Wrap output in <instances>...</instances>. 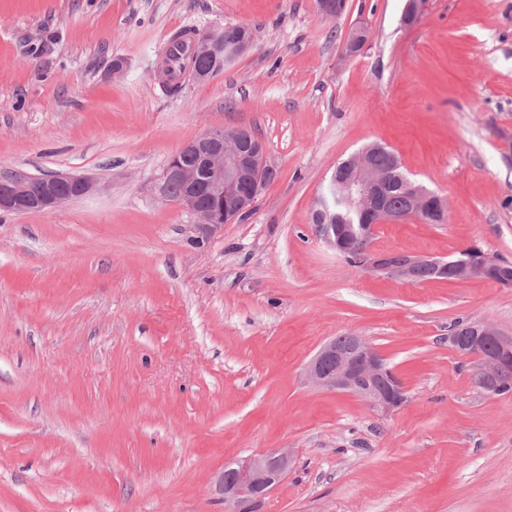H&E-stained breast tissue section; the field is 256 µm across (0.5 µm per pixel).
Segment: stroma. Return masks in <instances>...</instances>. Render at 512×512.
<instances>
[{
    "mask_svg": "<svg viewBox=\"0 0 512 512\" xmlns=\"http://www.w3.org/2000/svg\"><path fill=\"white\" fill-rule=\"evenodd\" d=\"M405 3L0 0V181L97 184L0 212V512H226L225 463L271 448L293 468L253 512H512V393L483 394L448 344L459 320L512 336V287L372 273L313 230L337 164L380 143L448 210L381 225L373 250L512 262V0H427L411 25ZM228 24L253 48L165 92L168 38ZM222 126L277 175L205 237L157 185ZM349 333L397 372L401 409L305 383Z\"/></svg>",
    "mask_w": 512,
    "mask_h": 512,
    "instance_id": "obj_1",
    "label": "stroma"
}]
</instances>
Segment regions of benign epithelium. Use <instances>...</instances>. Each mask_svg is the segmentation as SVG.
Wrapping results in <instances>:
<instances>
[{
    "label": "benign epithelium",
    "instance_id": "obj_1",
    "mask_svg": "<svg viewBox=\"0 0 512 512\" xmlns=\"http://www.w3.org/2000/svg\"><path fill=\"white\" fill-rule=\"evenodd\" d=\"M368 40L363 26L352 29L344 43L342 53L347 58L357 56ZM255 34L236 42L217 43L209 37H198L197 53L213 59L216 69L225 61L240 57L254 45ZM239 140V129L220 127L211 129L185 144L173 155L162 174L159 193L170 197L173 183L184 186L183 194L176 199L197 218L196 227L205 235L212 234L232 222L235 215L249 212L263 189V175L275 171L264 154L259 139H254L246 150H229L226 144ZM371 148L355 152L346 167H336L330 187L342 191L349 203L356 207H369L378 203L377 185L384 178L370 161ZM203 181L211 205L201 203L196 191L197 181ZM409 199L414 206H427L434 216L445 218L447 201L423 186L406 178ZM95 183L86 176L54 174L37 180L18 178L0 189V210L27 212L52 210L63 203L92 192ZM322 223L315 225V233L324 245L338 255H343V240L336 237V225L327 224L326 208L317 211ZM403 215L395 210H379V218L369 225L366 234L375 236L381 224L401 220ZM363 264L373 273H382L407 282L414 281V271L432 265L445 273L453 272L460 281L479 274L486 257L472 255L467 259L449 262L433 256L362 251ZM474 336H461L455 332L448 341L461 355L475 361V384L492 390L489 380L500 370L503 360L512 354V336L486 322L471 324ZM347 343L337 339L326 341L304 368L308 384L324 390L351 393L362 399L371 409L387 414L401 407L407 400L400 378L389 367L385 357L363 335L349 333ZM292 455L286 448L239 458L225 465L216 481V490L224 495V502L240 507L260 501L288 474Z\"/></svg>",
    "mask_w": 512,
    "mask_h": 512
}]
</instances>
